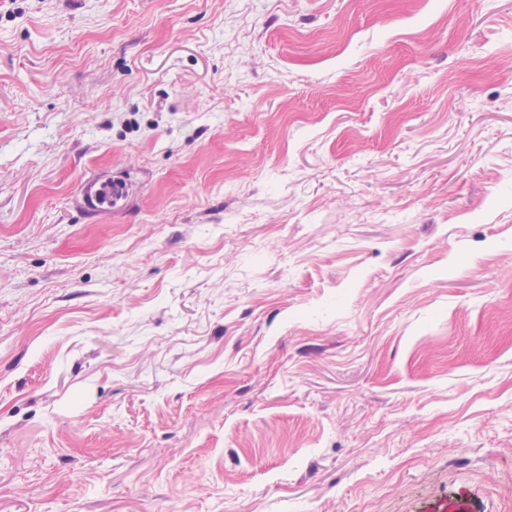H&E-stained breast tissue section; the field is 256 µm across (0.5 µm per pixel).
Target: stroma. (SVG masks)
Masks as SVG:
<instances>
[{
	"label": "stroma",
	"instance_id": "stroma-1",
	"mask_svg": "<svg viewBox=\"0 0 512 512\" xmlns=\"http://www.w3.org/2000/svg\"><path fill=\"white\" fill-rule=\"evenodd\" d=\"M0 512H512V0H0Z\"/></svg>",
	"mask_w": 512,
	"mask_h": 512
}]
</instances>
